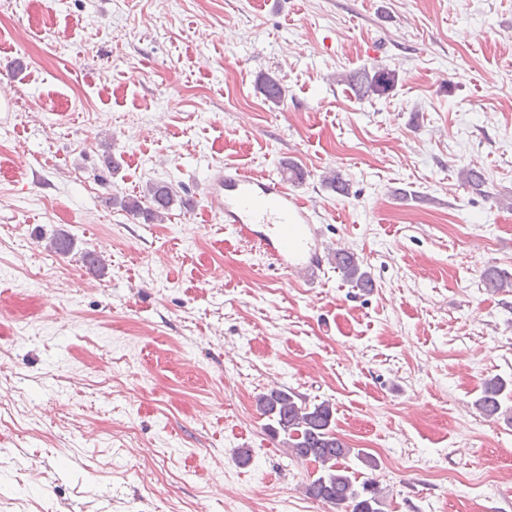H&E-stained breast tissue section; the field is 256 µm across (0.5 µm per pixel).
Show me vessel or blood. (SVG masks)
Listing matches in <instances>:
<instances>
[{"label":"vessel or blood","mask_w":512,"mask_h":512,"mask_svg":"<svg viewBox=\"0 0 512 512\" xmlns=\"http://www.w3.org/2000/svg\"><path fill=\"white\" fill-rule=\"evenodd\" d=\"M205 197L217 223L253 225L260 247L282 270L299 272L320 264L323 242L312 210L282 182L218 165L211 170Z\"/></svg>","instance_id":"1"}]
</instances>
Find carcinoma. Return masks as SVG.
I'll use <instances>...</instances> for the list:
<instances>
[{
  "mask_svg": "<svg viewBox=\"0 0 512 512\" xmlns=\"http://www.w3.org/2000/svg\"><path fill=\"white\" fill-rule=\"evenodd\" d=\"M396 81L394 72L379 67H365L346 77V82L361 98L387 95L396 86ZM261 90L265 98L276 105L285 96L280 80L270 74L262 76ZM458 178L463 185L482 192L485 175L480 168L465 166L458 170ZM323 182L338 194L349 193L348 180L335 170L327 172ZM175 198L169 183L156 181L146 184L143 194L120 199L115 197L113 203L133 217H141L148 223H161L170 215ZM48 247L57 254L68 255L73 252L75 243L69 234L60 231L49 240ZM334 260L336 269L346 281L357 288L371 287V280L361 270L359 258L354 253L340 251L334 255ZM482 282L493 290L512 288V277L495 267L483 272ZM511 397L512 382L493 377L484 382L475 407L486 418L503 416L512 421V407L506 406V400ZM257 407L260 414L268 419L266 431L272 439L288 449L291 456L319 465L320 472L307 487L312 498L334 505L337 512H385L386 501L376 482L369 478L357 482L355 472L347 465V460L353 457L373 470L377 467L376 460L337 437L334 409L330 402L309 405L295 392L279 387L259 396Z\"/></svg>",
  "mask_w": 512,
  "mask_h": 512,
  "instance_id": "carcinoma-1",
  "label": "carcinoma"
}]
</instances>
